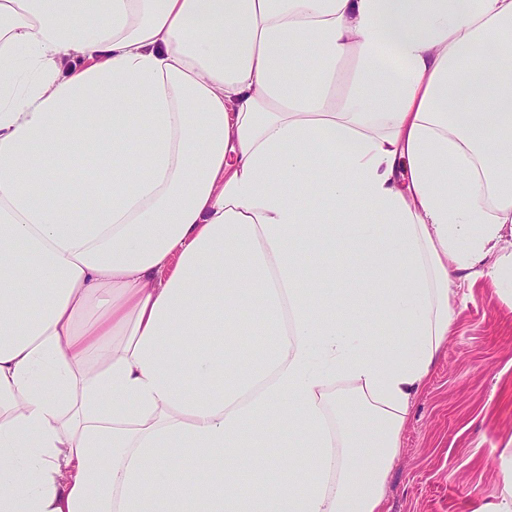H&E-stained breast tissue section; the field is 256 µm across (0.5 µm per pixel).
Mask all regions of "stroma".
<instances>
[{"label": "stroma", "instance_id": "stroma-1", "mask_svg": "<svg viewBox=\"0 0 512 512\" xmlns=\"http://www.w3.org/2000/svg\"><path fill=\"white\" fill-rule=\"evenodd\" d=\"M453 286L455 321L401 434L385 512H512V288Z\"/></svg>", "mask_w": 512, "mask_h": 512}]
</instances>
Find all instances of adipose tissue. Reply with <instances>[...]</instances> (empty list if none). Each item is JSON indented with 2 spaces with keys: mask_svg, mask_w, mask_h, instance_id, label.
Returning a JSON list of instances; mask_svg holds the SVG:
<instances>
[{
  "mask_svg": "<svg viewBox=\"0 0 512 512\" xmlns=\"http://www.w3.org/2000/svg\"><path fill=\"white\" fill-rule=\"evenodd\" d=\"M510 39L512 0H0V512H383L452 273L505 279ZM336 278V305L339 304L344 288L357 285L359 288L368 281V270L364 262L350 253H336L333 264Z\"/></svg>",
  "mask_w": 512,
  "mask_h": 512,
  "instance_id": "obj_1",
  "label": "adipose tissue"
}]
</instances>
